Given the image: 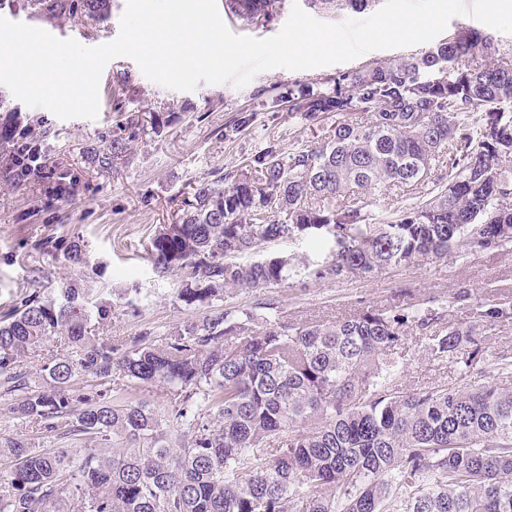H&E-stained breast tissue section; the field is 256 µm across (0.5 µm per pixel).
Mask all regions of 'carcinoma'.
Returning a JSON list of instances; mask_svg holds the SVG:
<instances>
[{
  "mask_svg": "<svg viewBox=\"0 0 512 512\" xmlns=\"http://www.w3.org/2000/svg\"><path fill=\"white\" fill-rule=\"evenodd\" d=\"M41 15L103 22L109 0H31ZM281 0H224L264 24ZM360 10L368 0H309ZM262 106L288 123L334 119L330 141H275L249 170L201 183L177 224L145 244L161 273H183L177 299L210 311L162 338H103L117 303L33 290L0 315V396L16 418L83 454L0 436V512H512V356L479 368L512 301L466 304L454 324L422 303L297 322L216 302L290 279L368 278L386 267L512 244V47L464 26L419 57L373 60L318 83L292 84ZM94 152L101 168L145 131L129 115ZM446 173L436 174L438 166ZM408 190L367 222L364 197ZM312 230L329 255L294 263L266 251ZM413 326L455 383L391 385ZM60 338L62 349L47 348ZM41 353L37 383L23 359ZM91 381L75 396L74 381ZM174 397L173 436L156 408L112 397L115 379Z\"/></svg>",
  "mask_w": 512,
  "mask_h": 512,
  "instance_id": "carcinoma-1",
  "label": "carcinoma"
}]
</instances>
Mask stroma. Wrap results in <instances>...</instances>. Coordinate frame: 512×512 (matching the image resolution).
I'll list each match as a JSON object with an SVG mask.
<instances>
[{
  "instance_id": "stroma-1",
  "label": "stroma",
  "mask_w": 512,
  "mask_h": 512,
  "mask_svg": "<svg viewBox=\"0 0 512 512\" xmlns=\"http://www.w3.org/2000/svg\"><path fill=\"white\" fill-rule=\"evenodd\" d=\"M126 0H112L111 16L96 22L81 15H62L52 20L37 15L28 0H14L0 16L46 30L66 39L72 30L85 32L86 47L115 40ZM429 43L373 50L344 63L307 70L275 68L257 74L243 88L232 84H200L192 92L159 86L145 77L128 57L112 60L100 81V109L96 119H61L43 107H30L0 86V123L31 125L34 132L49 129L43 144L50 164L68 171L72 186L62 198L47 195L39 184L11 186L0 176V312L32 288L43 289L46 297L59 299L63 288L73 283L100 288L120 297L130 288H147L148 301L115 309L105 324L107 336H135L144 331L160 336L169 327L201 316V309L175 308L178 276L158 277L144 250L156 226L175 223L184 197L199 182L216 180L218 174L241 172L250 157L263 146L267 134H276L282 147L294 139L318 141L328 136L330 127L289 126L280 113L259 107V90L283 87L295 81L311 82L355 69L370 60L419 56ZM129 82L119 86V75ZM123 99V112H115L116 99ZM252 110L249 130L233 127L239 111ZM136 113L141 122L151 124L155 115L165 122L159 133L140 137L129 144L126 157L109 169L91 163L88 153L108 143L117 134L125 113ZM81 240L84 261L66 262L58 251L48 250L46 241L66 244ZM469 289L473 297L487 293L512 297V251L485 250L471 257L449 253L441 261L422 260L403 267L382 269L362 281L331 278L289 281L260 291L237 290L226 303L251 307L270 303L303 321H333L357 310L397 303L399 294L410 293L431 301L450 313L453 322L465 321L454 294ZM425 339L408 330L398 351V382L423 387L449 379L450 372L429 359ZM17 434L39 448L59 445L80 449V440H59L54 433L36 430L16 419L8 402L0 397V435Z\"/></svg>"
}]
</instances>
